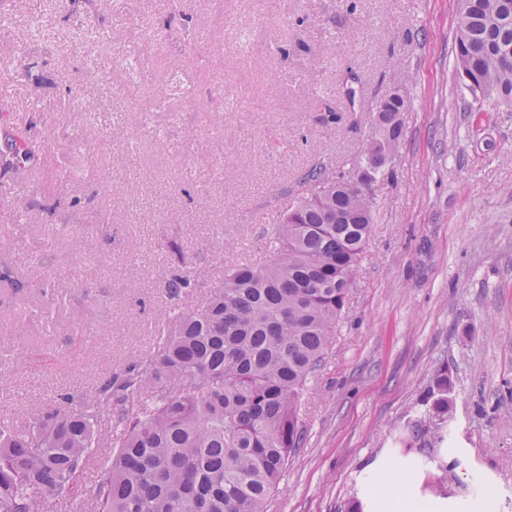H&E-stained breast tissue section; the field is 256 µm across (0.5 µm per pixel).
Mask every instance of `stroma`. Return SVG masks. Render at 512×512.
Here are the masks:
<instances>
[{"label": "stroma", "mask_w": 512, "mask_h": 512, "mask_svg": "<svg viewBox=\"0 0 512 512\" xmlns=\"http://www.w3.org/2000/svg\"><path fill=\"white\" fill-rule=\"evenodd\" d=\"M459 0H0V425L85 396L156 348L183 309L319 193L350 176L369 112L409 103L372 186L375 224L344 319L304 395V441L268 512H512V106L456 71ZM355 100H348V90ZM94 100L85 112L76 91ZM208 196L209 207L199 206ZM56 256L44 264L42 252ZM447 365L448 493L396 439Z\"/></svg>", "instance_id": "35a3bbf8"}]
</instances>
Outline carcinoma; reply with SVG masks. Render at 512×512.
Listing matches in <instances>:
<instances>
[{
	"instance_id": "1",
	"label": "carcinoma",
	"mask_w": 512,
	"mask_h": 512,
	"mask_svg": "<svg viewBox=\"0 0 512 512\" xmlns=\"http://www.w3.org/2000/svg\"><path fill=\"white\" fill-rule=\"evenodd\" d=\"M457 45L483 99L512 102V0H465ZM401 95L370 109L379 133L397 140ZM386 157L374 151L352 183L312 167L301 199L278 225L272 254L224 275L194 310L164 315L162 341L122 378L68 407L0 428V512H83L77 484L92 449L113 448L97 472L94 512H267L291 451L303 442L301 402L321 365L371 234V186ZM192 287L173 274V304ZM448 369L434 379L399 451L425 468L446 438ZM120 409L108 430L99 416Z\"/></svg>"
}]
</instances>
